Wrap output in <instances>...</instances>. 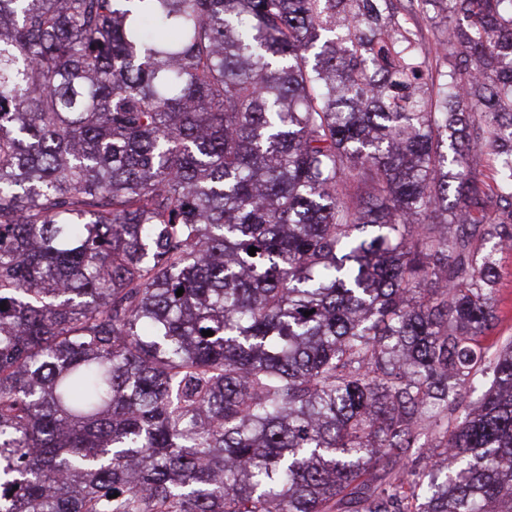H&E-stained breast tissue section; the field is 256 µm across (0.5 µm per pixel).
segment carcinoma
Returning a JSON list of instances; mask_svg holds the SVG:
<instances>
[{
    "instance_id": "1",
    "label": "carcinoma",
    "mask_w": 512,
    "mask_h": 512,
    "mask_svg": "<svg viewBox=\"0 0 512 512\" xmlns=\"http://www.w3.org/2000/svg\"><path fill=\"white\" fill-rule=\"evenodd\" d=\"M408 2L448 70L401 0H0V512H512V0ZM404 18L406 19L407 26L418 32L422 47L431 52L433 70L437 68L446 71L450 64L455 61L454 57L448 54L447 57L444 54L438 55L435 52L439 43L448 38L445 26L439 23V19L430 20L423 14L404 16ZM498 270V292L496 305L499 321L492 332L483 339V344L491 352L497 344L512 337V248H502L496 254Z\"/></svg>"
}]
</instances>
